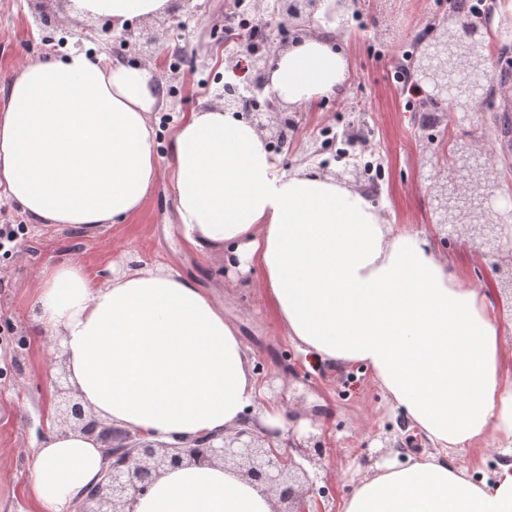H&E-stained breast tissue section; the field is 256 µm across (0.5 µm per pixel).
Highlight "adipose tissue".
Here are the masks:
<instances>
[{"instance_id": "adipose-tissue-1", "label": "adipose tissue", "mask_w": 512, "mask_h": 512, "mask_svg": "<svg viewBox=\"0 0 512 512\" xmlns=\"http://www.w3.org/2000/svg\"><path fill=\"white\" fill-rule=\"evenodd\" d=\"M169 0H71L74 14L121 25ZM314 35L278 51L266 96L313 107L334 96L345 57L316 15ZM164 106L153 65L110 62L87 48L21 67L0 113V192L38 224L86 230L140 210L158 176L153 116ZM177 230L193 251L223 254L261 288L293 344L319 361L361 364L434 448L378 467L340 512H512V463L472 480L456 450L493 439L512 452V357L486 289L464 287L420 233L398 230L356 188L304 166L284 170L265 137L220 105L185 115L171 141ZM36 322L60 336L83 406L112 427L167 444L224 434L259 405L248 351L224 307L176 269L143 265L107 280L69 261L41 270ZM103 442L49 432L8 512H73L101 471ZM134 512H273L262 488L223 465L164 472Z\"/></svg>"}]
</instances>
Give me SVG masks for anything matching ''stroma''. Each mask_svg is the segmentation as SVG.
Segmentation results:
<instances>
[{
  "instance_id": "1",
  "label": "stroma",
  "mask_w": 512,
  "mask_h": 512,
  "mask_svg": "<svg viewBox=\"0 0 512 512\" xmlns=\"http://www.w3.org/2000/svg\"><path fill=\"white\" fill-rule=\"evenodd\" d=\"M230 0H170L163 13L130 19L132 36L121 41L106 35L89 39L91 50L109 60L145 64L146 49L184 48L197 58L196 68L164 65L157 71L166 99L155 122L161 176L142 210L133 218L95 232H74L64 225L29 223L18 205L0 193V225H21L16 239L0 249V505L9 506L27 485L32 446L52 421L54 381L65 367L58 337L41 335L33 319V292L39 272L75 259L91 272L107 263L132 259L171 264L213 292L224 305L251 356V368L262 387L261 404L284 407L288 433L297 442L316 436L320 455L305 462L318 473L326 490L325 512H339L341 502L371 467L386 461L425 457L426 436L409 445L402 410L393 408L382 389L362 368L327 365L305 359L271 312L259 286V275L241 276L224 264L221 254L203 256L185 249L174 225L175 192L168 177V142L182 113L215 103L224 84V15ZM435 0H367L360 23L340 29L338 40L348 60L346 80L334 97L316 107L296 109L287 144L278 153L282 168L311 162L323 142L324 127L346 125L362 114L373 133L367 143L384 170L377 202L399 230L427 233L452 262V272L471 288L493 280L492 261L478 256L473 242L477 226L452 235L434 224L436 178L446 177L456 143H478L493 153L495 192L512 193V142L501 136L495 115L512 114V95L481 100L473 119L445 116L441 126L423 130L410 110L405 88L394 81L393 66L403 59L411 39L424 28L445 29L446 11ZM48 24H40V17ZM92 17L72 14L69 0H0V113L6 90L27 62L63 54L80 33L97 26ZM480 57L496 55L494 80L512 75V0H503L492 24L480 34ZM497 445L485 441L448 458L452 467L475 474L503 462Z\"/></svg>"
}]
</instances>
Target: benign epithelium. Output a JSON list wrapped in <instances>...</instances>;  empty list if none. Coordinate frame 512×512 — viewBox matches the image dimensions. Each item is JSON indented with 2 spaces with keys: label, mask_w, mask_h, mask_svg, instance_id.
I'll return each instance as SVG.
<instances>
[{
  "label": "benign epithelium",
  "mask_w": 512,
  "mask_h": 512,
  "mask_svg": "<svg viewBox=\"0 0 512 512\" xmlns=\"http://www.w3.org/2000/svg\"><path fill=\"white\" fill-rule=\"evenodd\" d=\"M362 0H333L328 19L343 25L346 17L361 13ZM320 0H285L280 18L294 27L310 23L319 8ZM493 14L482 23L461 24L462 33H452L429 43L425 53L411 66V79L427 89L428 95L449 102V111L460 121H466L482 99L490 84L489 73L477 62L479 26H488ZM275 52L250 54L255 78L240 84H226L216 91L224 101V109L236 110L245 97L264 99L265 111L253 115L258 128H265L264 119L279 112V105L264 96L265 74ZM454 178L434 185L436 224L447 233L457 231L474 220L482 221L477 249L485 256L499 257L512 251V197L497 204L494 201L493 164L483 159L481 148L472 144L457 146L450 158ZM59 398V413L67 428L84 434L99 433L110 441L103 449L104 463L96 490L77 502V512H132L137 497L144 495L154 481L166 470L194 464L198 466L221 463L237 471L254 484L271 490L280 488V502L285 507L274 512H307L306 504L322 512L319 496L323 489L309 483L307 499L291 484H285L291 471L302 468L295 457L274 447L279 433H256L250 428L235 430L229 436L212 435L205 440L175 447L154 443L139 433L112 429L102 425L81 402L72 399L73 388L68 373L54 382Z\"/></svg>",
  "instance_id": "obj_1"
}]
</instances>
